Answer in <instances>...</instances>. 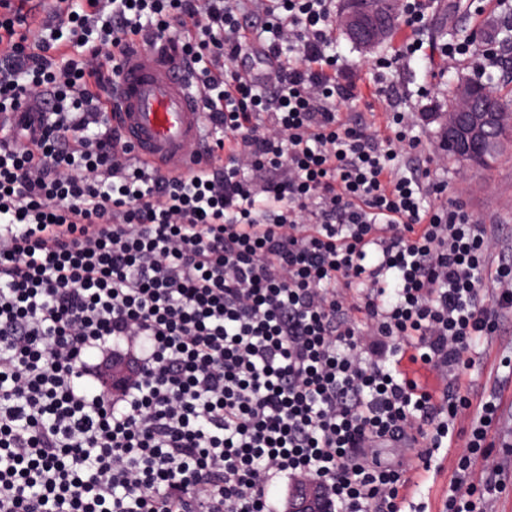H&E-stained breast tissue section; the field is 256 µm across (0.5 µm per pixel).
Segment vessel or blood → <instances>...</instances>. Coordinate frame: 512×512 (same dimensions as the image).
<instances>
[{
	"instance_id": "b4317fda",
	"label": "vessel or blood",
	"mask_w": 512,
	"mask_h": 512,
	"mask_svg": "<svg viewBox=\"0 0 512 512\" xmlns=\"http://www.w3.org/2000/svg\"><path fill=\"white\" fill-rule=\"evenodd\" d=\"M197 97L179 58L165 45L137 44L121 59L112 107L139 159L180 174L203 161L189 150L203 137Z\"/></svg>"
}]
</instances>
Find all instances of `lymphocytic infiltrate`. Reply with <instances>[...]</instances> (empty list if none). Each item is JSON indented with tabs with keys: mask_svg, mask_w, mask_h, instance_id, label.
Masks as SVG:
<instances>
[{
	"mask_svg": "<svg viewBox=\"0 0 512 512\" xmlns=\"http://www.w3.org/2000/svg\"><path fill=\"white\" fill-rule=\"evenodd\" d=\"M0 0V512H402L465 422L461 378L512 265L419 168L402 113L327 49L333 0ZM165 42L203 101L204 167L140 162L107 123L119 62ZM297 59L284 58V45ZM434 205H425L426 196ZM129 365L105 391L113 362ZM457 480L449 512L501 493ZM293 481H284L278 489L277 500L281 510L286 511V505L288 501L289 512H327L328 501L324 489L311 482H303L296 485L297 491L292 490L290 496H288L291 490ZM296 493L301 494L296 497ZM295 496V497H294Z\"/></svg>",
	"mask_w": 512,
	"mask_h": 512,
	"instance_id": "1",
	"label": "lymphocytic infiltrate"
}]
</instances>
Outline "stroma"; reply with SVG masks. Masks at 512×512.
I'll return each instance as SVG.
<instances>
[{
    "instance_id": "1",
    "label": "stroma",
    "mask_w": 512,
    "mask_h": 512,
    "mask_svg": "<svg viewBox=\"0 0 512 512\" xmlns=\"http://www.w3.org/2000/svg\"><path fill=\"white\" fill-rule=\"evenodd\" d=\"M512 18V0H470L460 6L459 0H430L425 19L417 31L399 28L396 34L381 44L372 56H365L342 32H335L330 52L336 53L341 64L347 65L356 79L366 80L377 58L393 54L410 41H418L419 51L409 64L390 72L386 84L392 97L370 96L346 104L351 118L378 126L390 121L393 110L405 111L409 119L408 132L421 142V151L409 154L405 163L424 165L436 172L438 179L447 181L449 189L460 190L470 210L481 223L499 227L503 248H512V159L492 174L463 168L446 160L441 146L437 113L447 111L449 81L458 75L477 77L472 58L459 56L448 59L445 45L456 43L458 33L483 31L497 36L504 29V18ZM482 360L472 371L468 383L473 401L496 395L499 407L496 421L488 434L494 448L491 458L504 470L506 488L487 503L486 512H512V313L506 315L502 331L481 347ZM467 435H460L455 447L436 450L430 471L422 473L407 496L415 512H446L448 490L458 475V462L471 459V481H478L483 461L469 454Z\"/></svg>"
}]
</instances>
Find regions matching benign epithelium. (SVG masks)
Instances as JSON below:
<instances>
[{
    "mask_svg": "<svg viewBox=\"0 0 512 512\" xmlns=\"http://www.w3.org/2000/svg\"><path fill=\"white\" fill-rule=\"evenodd\" d=\"M392 0H343L340 18L345 32L359 49L369 54L389 39L387 10ZM459 100L468 103L481 88L466 76L458 79ZM443 146L461 165L481 168L492 164L500 147L512 139V131L504 128L498 113L489 110L440 112ZM299 496H288V512H329L324 489L311 482L297 484Z\"/></svg>",
    "mask_w": 512,
    "mask_h": 512,
    "instance_id": "7a95c632",
    "label": "benign epithelium"
}]
</instances>
